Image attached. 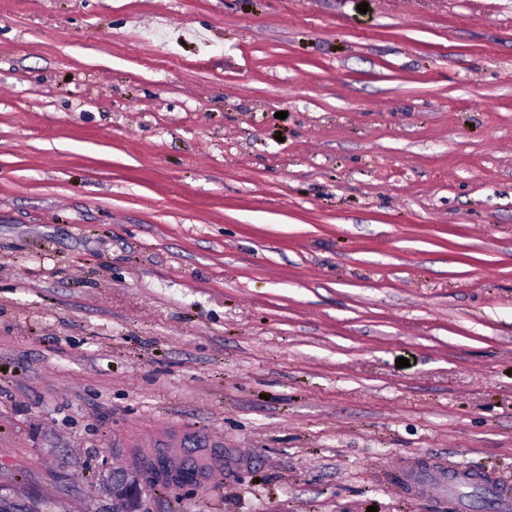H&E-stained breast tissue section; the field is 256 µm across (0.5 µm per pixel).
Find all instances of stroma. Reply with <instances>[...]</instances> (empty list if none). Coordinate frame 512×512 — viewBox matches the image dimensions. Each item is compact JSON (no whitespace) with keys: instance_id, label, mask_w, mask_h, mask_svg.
<instances>
[{"instance_id":"stroma-1","label":"stroma","mask_w":512,"mask_h":512,"mask_svg":"<svg viewBox=\"0 0 512 512\" xmlns=\"http://www.w3.org/2000/svg\"><path fill=\"white\" fill-rule=\"evenodd\" d=\"M161 448L147 512H501L512 0H0V498Z\"/></svg>"}]
</instances>
